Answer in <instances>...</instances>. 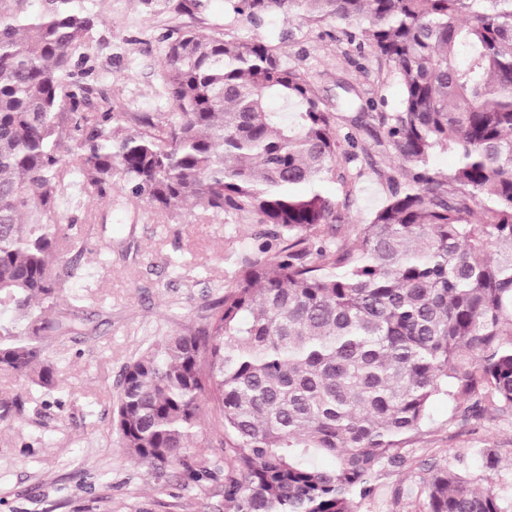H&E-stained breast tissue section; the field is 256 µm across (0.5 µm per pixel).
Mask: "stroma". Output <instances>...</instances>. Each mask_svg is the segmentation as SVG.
I'll list each match as a JSON object with an SVG mask.
<instances>
[{
    "label": "stroma",
    "instance_id": "35a3bbf8",
    "mask_svg": "<svg viewBox=\"0 0 512 512\" xmlns=\"http://www.w3.org/2000/svg\"><path fill=\"white\" fill-rule=\"evenodd\" d=\"M87 6L99 22L74 69L91 89L83 112L170 111L162 65L170 35L183 31L276 46L288 68L335 104L340 137L362 104L391 112L402 98L400 83L371 47L333 21L272 13L254 26L227 0H87ZM362 138L364 149L342 164V179L322 185L345 218L336 240L349 247L384 198L388 176L399 172L378 142V128ZM56 200L65 218L84 226L89 246L79 263L93 286L72 279L73 292H89L78 330L46 343L69 396L28 387L21 420L0 424V512H224V454L209 445V406L201 408L189 462L209 468L210 476L194 482L176 468L159 481L130 460L112 426L119 380L128 361L159 337L200 324L206 306L236 277L243 253L262 243L276 253L279 239L265 225L224 224L190 205L161 213L116 192L101 197L77 177L60 187ZM408 445L420 459L458 456L459 468L512 495V413L456 417L438 399ZM487 447L499 456L496 469L484 465L480 451Z\"/></svg>",
    "mask_w": 512,
    "mask_h": 512
}]
</instances>
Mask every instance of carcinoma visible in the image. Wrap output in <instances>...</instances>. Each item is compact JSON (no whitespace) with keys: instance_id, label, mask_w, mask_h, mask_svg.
Segmentation results:
<instances>
[{"instance_id":"obj_1","label":"carcinoma","mask_w":512,"mask_h":512,"mask_svg":"<svg viewBox=\"0 0 512 512\" xmlns=\"http://www.w3.org/2000/svg\"><path fill=\"white\" fill-rule=\"evenodd\" d=\"M252 25L271 13L354 23L402 86L377 112L401 165L357 244L320 184L336 177V114L276 47L178 34L163 61L172 111L65 116L91 88L75 57L96 24L84 0H0V374L61 392L46 313L76 277L82 225L56 188L159 212L192 204L228 224L272 226L283 246L246 254L198 328L167 335L124 367L113 424L161 480L187 466L202 402L224 449L226 512H361L387 467L412 468L409 439L432 402L512 412V0H227ZM456 156L445 176L439 153ZM0 399V422L22 411ZM331 456L336 466L314 464ZM424 512H512V497L448 465L421 464Z\"/></svg>"}]
</instances>
